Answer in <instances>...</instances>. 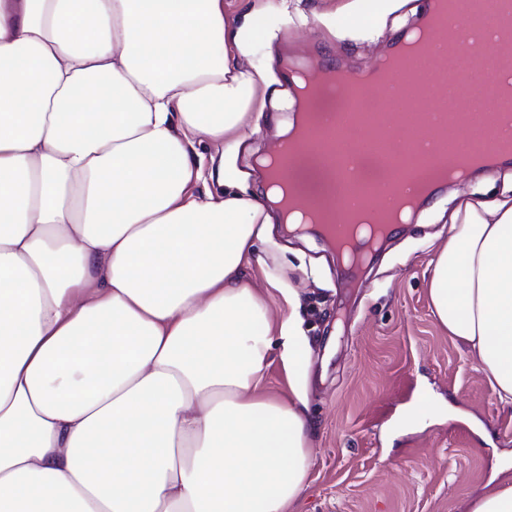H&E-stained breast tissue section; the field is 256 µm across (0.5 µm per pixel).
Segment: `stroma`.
<instances>
[{
  "mask_svg": "<svg viewBox=\"0 0 512 512\" xmlns=\"http://www.w3.org/2000/svg\"><path fill=\"white\" fill-rule=\"evenodd\" d=\"M341 0H298L306 27L287 13H266L265 0H224L233 20L259 10L260 37L251 59L271 67L290 94L284 66L321 54L336 67L372 71L399 33L417 25L427 0H412L401 18H387L375 39H328L318 21ZM290 109H268L245 127L235 157L247 191L263 183L256 156L276 141ZM512 196V164L438 189L420 221L403 225L358 286L337 265L325 241L299 238L280 223L257 243L262 262L251 278L268 291L274 316L287 314L280 291L295 288L312 347L309 410L316 424L311 483L299 512H466L491 489L501 460L512 457V408L502 405L472 352L435 319L428 297L431 262L448 238L457 200ZM430 396L439 411L388 440L392 423Z\"/></svg>",
  "mask_w": 512,
  "mask_h": 512,
  "instance_id": "stroma-1",
  "label": "stroma"
}]
</instances>
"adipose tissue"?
<instances>
[{"label":"adipose tissue","mask_w":512,"mask_h":512,"mask_svg":"<svg viewBox=\"0 0 512 512\" xmlns=\"http://www.w3.org/2000/svg\"><path fill=\"white\" fill-rule=\"evenodd\" d=\"M404 2L351 0L339 36ZM244 43L224 0H0V512H296L300 297L273 319V217L197 152L247 124ZM428 294L512 407V199L452 214Z\"/></svg>","instance_id":"ef3b65f1"}]
</instances>
